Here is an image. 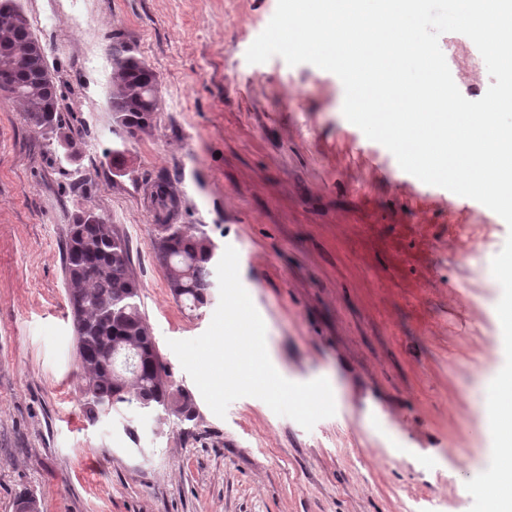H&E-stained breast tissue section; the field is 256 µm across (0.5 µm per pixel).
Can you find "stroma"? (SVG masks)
Masks as SVG:
<instances>
[{"label":"stroma","instance_id":"stroma-1","mask_svg":"<svg viewBox=\"0 0 512 512\" xmlns=\"http://www.w3.org/2000/svg\"><path fill=\"white\" fill-rule=\"evenodd\" d=\"M18 3L78 153L0 96V512H17L23 491L37 512H469L465 484L489 446L482 384L503 360L489 266L505 221L403 171L344 117L333 73L248 63L277 0H93L83 32L42 30L44 0ZM116 40L158 80L160 109L134 136L109 106ZM439 45L462 95L482 98L492 79L471 39L447 32ZM163 178L169 223L216 254L237 250L275 369L299 383L327 375L342 418L307 431L254 397L222 419L211 411L168 345L204 333L215 308L189 309L168 288L153 202ZM88 207L129 243L141 309L193 421L82 409L63 247Z\"/></svg>","mask_w":512,"mask_h":512}]
</instances>
